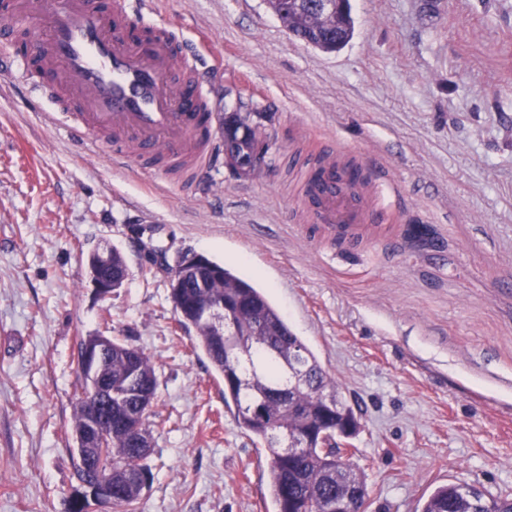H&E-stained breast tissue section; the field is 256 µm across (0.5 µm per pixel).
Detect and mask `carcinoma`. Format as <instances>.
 <instances>
[{
    "label": "carcinoma",
    "instance_id": "cac0c4a2",
    "mask_svg": "<svg viewBox=\"0 0 512 512\" xmlns=\"http://www.w3.org/2000/svg\"><path fill=\"white\" fill-rule=\"evenodd\" d=\"M269 9L283 27L294 36L323 52H336L352 38L354 22L349 0H340L337 10L327 17L317 8L318 0H266ZM268 118L252 107V98L239 100V111L230 114L226 138L231 150L254 157L258 141L264 149V161L271 144L263 135L264 124L254 117ZM220 278L211 288H196V275L183 276L178 288H170V297L182 327L193 326L195 346L206 355L212 369L225 378L224 403L235 407L239 424L256 439L267 443L275 436L291 437L302 445L300 455L290 457L276 448L266 456L268 488L276 512H327L336 499V481L328 472L330 457L339 450L336 423L347 419L352 432L358 420L352 407L344 402L336 381L322 367L308 345L292 331L284 316L261 289L215 264ZM224 300V335L202 321L204 297ZM305 365V380L291 397H282L278 388L288 381V363L292 356ZM105 372L112 375V386L122 387L130 368L138 371L133 386L151 387L146 404L157 399V379L151 359L140 349L114 337L103 357ZM328 398L333 409L326 410ZM127 409L112 401V436L107 443L112 459V507L114 512H137L142 486L141 475L151 476L145 463L147 455L138 448L137 434L130 431L124 417ZM420 512H482L469 505L463 486L456 483L436 487L424 499Z\"/></svg>",
    "mask_w": 512,
    "mask_h": 512
}]
</instances>
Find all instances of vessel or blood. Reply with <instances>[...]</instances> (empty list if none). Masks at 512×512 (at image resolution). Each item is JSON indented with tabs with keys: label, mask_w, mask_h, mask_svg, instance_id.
I'll return each mask as SVG.
<instances>
[{
	"label": "vessel or blood",
	"mask_w": 512,
	"mask_h": 512,
	"mask_svg": "<svg viewBox=\"0 0 512 512\" xmlns=\"http://www.w3.org/2000/svg\"><path fill=\"white\" fill-rule=\"evenodd\" d=\"M34 0H10L0 21V60L17 27L32 19ZM46 23L29 42L52 86L60 88L79 112L69 123L70 137L95 153V130L112 134V161L127 151L191 162V178L208 168L205 150L215 133L206 94L197 82L194 57L178 53L161 36L137 30L146 20L139 0H46ZM311 219L330 236L352 237L358 225L376 224L380 211L365 207L359 193L335 169L312 183Z\"/></svg>",
	"instance_id": "vessel-or-blood-1"
}]
</instances>
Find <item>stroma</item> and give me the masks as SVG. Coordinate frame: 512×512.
I'll return each instance as SVG.
<instances>
[{
    "label": "stroma",
    "instance_id": "1",
    "mask_svg": "<svg viewBox=\"0 0 512 512\" xmlns=\"http://www.w3.org/2000/svg\"><path fill=\"white\" fill-rule=\"evenodd\" d=\"M326 54L265 0H151L150 24L199 59L217 114L247 89L270 113L268 166L232 174L220 140L201 184L114 165L70 139L63 97L16 68L0 85V512H67L77 343L152 360L153 479L138 512H275L263 443L181 328L166 259L191 251L263 289L357 409L371 512H418L437 486L512 494V0H351ZM384 185L365 245L305 220L323 157ZM410 224L432 242L412 246ZM128 278L100 297L86 258ZM112 253V263H111V254ZM98 248L93 252L94 259L92 255L90 254L87 258V266L88 270L89 268L95 270L94 261L97 266L103 267V266H111V270L113 269V272L120 271L124 273L125 271H128V267L125 261L124 256L122 253L117 250L116 248Z\"/></svg>",
    "mask_w": 512,
    "mask_h": 512
}]
</instances>
